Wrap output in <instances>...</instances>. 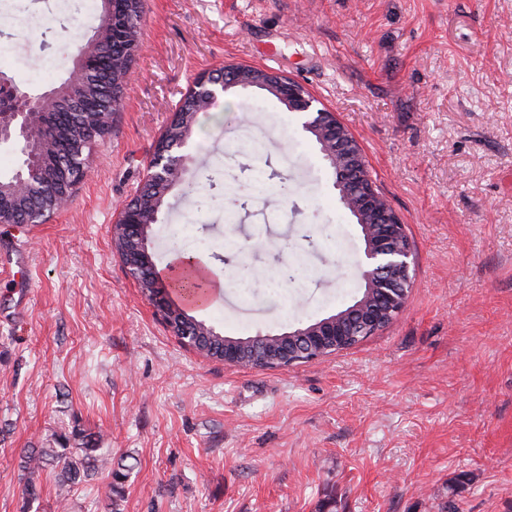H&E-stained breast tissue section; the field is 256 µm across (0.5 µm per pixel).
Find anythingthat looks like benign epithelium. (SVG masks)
<instances>
[{
    "label": "benign epithelium",
    "instance_id": "benign-epithelium-1",
    "mask_svg": "<svg viewBox=\"0 0 512 512\" xmlns=\"http://www.w3.org/2000/svg\"><path fill=\"white\" fill-rule=\"evenodd\" d=\"M282 84L281 76L249 68L237 70L236 79L228 87L211 74L199 78L189 90L186 101L173 113L171 126L176 141L154 151L148 179L170 185L187 166L190 156L181 149L190 138L195 119L189 107L211 105L216 100L214 87L220 86L224 91L230 87L259 89L280 95ZM0 90L8 92L14 100L27 102L7 113L6 119H0L1 145L18 146L31 139L35 131L34 112H39L43 122L54 115L56 96L52 92L33 96L2 73ZM281 100L292 112H306L313 102L307 91L293 81L288 82V95H281ZM305 128L312 131L321 152L331 159L341 203L359 223L365 242L361 271L364 291L351 306L307 326L282 334L224 339L217 357L226 363L286 369L299 362L348 350L390 324L404 308L412 288V245L407 238L406 225L374 188L358 143L335 113L324 109L317 110L316 118L305 123ZM87 169L88 160L82 150L73 151L61 171L64 192L74 189L84 179ZM50 177L51 171L45 165L29 163L17 182L11 183L10 190L15 195L33 197ZM128 211L129 223L122 225L115 234L114 244L129 274L138 280L145 278L153 268L147 229L157 222L161 208L149 192L142 189L128 204ZM151 288L150 301L165 320H170L177 312L168 305L171 283L157 280Z\"/></svg>",
    "mask_w": 512,
    "mask_h": 512
}]
</instances>
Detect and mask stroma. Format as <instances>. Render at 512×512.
I'll use <instances>...</instances> for the list:
<instances>
[{"label": "stroma", "instance_id": "35a3bbf8", "mask_svg": "<svg viewBox=\"0 0 512 512\" xmlns=\"http://www.w3.org/2000/svg\"><path fill=\"white\" fill-rule=\"evenodd\" d=\"M96 27L56 0H0V72L58 86ZM140 39L73 197L46 223L0 225V512H104V474L63 502L43 471L23 498L21 451L75 427L129 466L122 512H512V0H144ZM239 64L336 113L414 251L391 324L288 369L182 346L111 240L196 77ZM308 119L264 90L219 95L151 229L157 270L180 250L225 275L190 310L225 337L288 332L362 293L361 230ZM259 171L287 193L257 191Z\"/></svg>", "mask_w": 512, "mask_h": 512}]
</instances>
